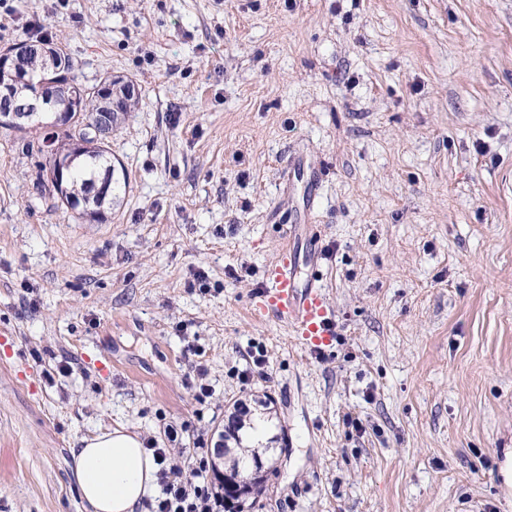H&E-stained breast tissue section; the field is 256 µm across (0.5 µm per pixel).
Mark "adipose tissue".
<instances>
[{"instance_id": "ef3b65f1", "label": "adipose tissue", "mask_w": 512, "mask_h": 512, "mask_svg": "<svg viewBox=\"0 0 512 512\" xmlns=\"http://www.w3.org/2000/svg\"><path fill=\"white\" fill-rule=\"evenodd\" d=\"M73 468L87 512H138L159 466L137 434L115 428L84 439Z\"/></svg>"}]
</instances>
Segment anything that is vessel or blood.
I'll list each match as a JSON object with an SVG mask.
<instances>
[{"label":"vessel or blood","instance_id":"vessel-or-blood-1","mask_svg":"<svg viewBox=\"0 0 512 512\" xmlns=\"http://www.w3.org/2000/svg\"><path fill=\"white\" fill-rule=\"evenodd\" d=\"M257 306L313 347L330 345L336 330L316 276L301 277L291 243H284L270 266Z\"/></svg>","mask_w":512,"mask_h":512}]
</instances>
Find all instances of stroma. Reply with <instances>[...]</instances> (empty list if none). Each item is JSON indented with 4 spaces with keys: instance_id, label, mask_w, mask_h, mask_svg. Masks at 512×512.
I'll use <instances>...</instances> for the list:
<instances>
[{
    "instance_id": "obj_1",
    "label": "stroma",
    "mask_w": 512,
    "mask_h": 512,
    "mask_svg": "<svg viewBox=\"0 0 512 512\" xmlns=\"http://www.w3.org/2000/svg\"><path fill=\"white\" fill-rule=\"evenodd\" d=\"M37 21L140 104L99 220L0 127V512H85L82 439L214 449L237 402L275 421L244 512H512V0H0V49ZM291 230L319 349L256 310Z\"/></svg>"
}]
</instances>
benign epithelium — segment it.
<instances>
[{
    "label": "benign epithelium",
    "instance_id": "obj_1",
    "mask_svg": "<svg viewBox=\"0 0 512 512\" xmlns=\"http://www.w3.org/2000/svg\"><path fill=\"white\" fill-rule=\"evenodd\" d=\"M24 52V46L11 45L0 51V94L10 91L16 83L27 87L30 103L21 112H7V126L22 128L24 124L18 118L32 119L40 112L52 113V124L66 127L75 120L74 113L80 109L81 93L79 87L63 72L58 51L49 46L43 47V53L54 61L53 69L47 73L31 74L18 68V58ZM111 94L104 99L106 106L117 108L124 96L136 94V88L129 82L114 83V78L107 79ZM69 175V162L56 157L49 175L50 183L62 202H67L66 178Z\"/></svg>",
    "mask_w": 512,
    "mask_h": 512
}]
</instances>
